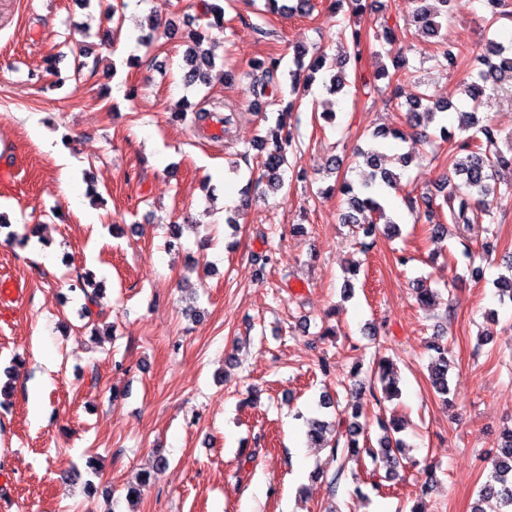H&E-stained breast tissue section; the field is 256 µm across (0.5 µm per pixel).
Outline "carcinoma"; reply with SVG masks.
Returning <instances> with one entry per match:
<instances>
[{
  "instance_id": "1",
  "label": "carcinoma",
  "mask_w": 512,
  "mask_h": 512,
  "mask_svg": "<svg viewBox=\"0 0 512 512\" xmlns=\"http://www.w3.org/2000/svg\"><path fill=\"white\" fill-rule=\"evenodd\" d=\"M420 6L416 9L413 22L426 35L436 39L438 55L434 56L437 65H444L452 70L460 64L463 58L461 49L453 46L450 40L441 34L448 14L454 12L461 0H417ZM268 11L288 16L304 17L312 11L311 0H267ZM398 28L387 23L373 33L362 31L355 24L347 23L340 30L352 51H343L339 56L331 57L325 52L308 55V51L300 47L296 50L294 68L283 71L282 58L272 54L259 60L253 67L251 90L255 101L263 108L279 106L282 103L281 86L283 76H288L291 89L300 84L309 85L313 75L320 71L331 72L328 90L340 93L346 86L344 67L347 58H360L363 40L374 37L377 40L393 42L397 38ZM204 33H192L191 44L185 54L188 71L185 72L184 82L190 87L197 83H209V72L215 67L211 53L203 48ZM480 67L471 74V80L464 89V95L469 106L456 109L459 114V130L464 133L460 138L456 151L450 156L454 174L460 182L451 185L444 203L448 206L450 217L456 224L470 225L488 217L494 221L490 209V196L499 198L512 197V181H502L501 173L508 169L512 171V140L501 139L499 130L489 121L479 116L478 105L488 93L497 90L502 76L512 73V43L506 45L495 38L486 41L485 48L480 54ZM409 70L408 60L402 56L393 61V70L382 66L376 72V77L387 80L386 88L392 94L398 93L394 83L400 75ZM453 108V104L444 101H434L431 95L423 91L406 104L408 126L415 130V139L429 142L438 137L446 140L448 129L439 127V135L429 132L437 114ZM401 139L403 133L397 128L381 127L372 132L364 146L356 149L355 157L362 159L366 167V176L360 187H354L350 182L343 181L339 187L342 195L346 196V208L339 214L341 223L352 227L358 244L367 248L374 243L380 234L379 220H385V233L394 235L398 231L399 220L386 212L383 189L397 188L400 174L396 169L386 167L389 156L385 152L388 139ZM257 150L256 158L260 159L261 177L266 180L268 188L276 192L283 185V174L290 165L289 157L297 156L299 147L292 144L289 136H275L268 141L259 138L242 152L248 156L251 150ZM70 291L80 292L89 304H96L102 298V289L93 281V276L84 274L77 276L70 285ZM429 349L436 352L430 363V384L434 393L444 402L448 401V347L443 343L441 335H436L429 344ZM376 373L382 384L384 397L393 399L401 393L399 378L393 361L380 356L376 362ZM377 424L382 432L378 447L360 445V437L365 435L366 426L359 421V407H354L352 417L348 418L342 411H336L335 420L329 422L313 418L307 422V439L312 448H327L333 459L340 461L336 473L329 481L334 488L345 470L346 464L361 455L370 458L374 467H384L388 477H396L398 468L405 458V443L398 433L402 426L394 420L382 416L377 418ZM472 512H512V428L503 433L496 446V461L493 469L487 475V480L479 491V498L472 506Z\"/></svg>"
}]
</instances>
